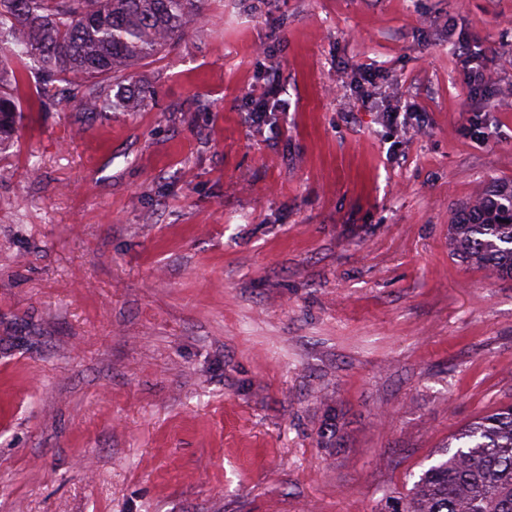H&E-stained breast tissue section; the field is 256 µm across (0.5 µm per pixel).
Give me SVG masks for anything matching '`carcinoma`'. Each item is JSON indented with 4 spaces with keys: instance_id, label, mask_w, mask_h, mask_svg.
Segmentation results:
<instances>
[{
    "instance_id": "cac0c4a2",
    "label": "carcinoma",
    "mask_w": 512,
    "mask_h": 512,
    "mask_svg": "<svg viewBox=\"0 0 512 512\" xmlns=\"http://www.w3.org/2000/svg\"><path fill=\"white\" fill-rule=\"evenodd\" d=\"M206 0H0V53L20 66L0 67V141L23 112L18 94L34 66L44 97L58 91L87 112L112 109L108 79L177 44L203 18ZM448 244L468 264L512 279V184L493 181L481 199L448 225ZM456 449L414 483L392 512H512V406L497 408L454 437Z\"/></svg>"
}]
</instances>
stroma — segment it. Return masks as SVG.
<instances>
[{
    "instance_id": "obj_1",
    "label": "stroma",
    "mask_w": 512,
    "mask_h": 512,
    "mask_svg": "<svg viewBox=\"0 0 512 512\" xmlns=\"http://www.w3.org/2000/svg\"><path fill=\"white\" fill-rule=\"evenodd\" d=\"M131 88L0 142V512H380L512 404V279L448 250L512 182V0H209ZM268 84L262 94L251 99V104L255 107L251 112L252 121L255 123H263L266 119L267 112H273L276 106V96L279 87L283 81L281 71L277 68H268L267 71Z\"/></svg>"
}]
</instances>
